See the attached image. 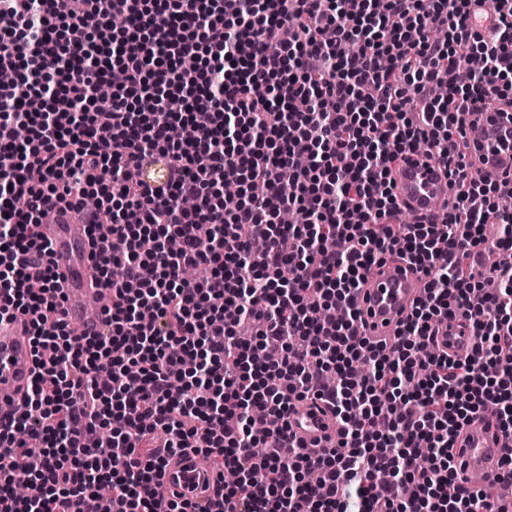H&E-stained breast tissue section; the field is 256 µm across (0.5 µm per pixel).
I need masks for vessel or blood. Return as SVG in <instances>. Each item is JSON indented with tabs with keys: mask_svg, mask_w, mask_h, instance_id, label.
Listing matches in <instances>:
<instances>
[{
	"mask_svg": "<svg viewBox=\"0 0 512 512\" xmlns=\"http://www.w3.org/2000/svg\"><path fill=\"white\" fill-rule=\"evenodd\" d=\"M466 136L474 169L512 187V110L484 107L473 112ZM395 193L403 208L437 223L446 212L448 177L423 154H410L396 175ZM41 232L64 288L61 309L65 321L78 334L99 335L105 329L103 318L88 313V301L98 287L93 278V245L87 224L76 210L57 206ZM423 291L420 277L403 262L389 259L373 266L357 293L367 334L381 339L393 336ZM437 339L440 346L455 352L469 350L473 342L469 327L458 317L439 323ZM33 370L27 318H0V397L21 398ZM288 422L290 436L314 452L336 446L341 435L339 421L318 400L297 403ZM510 448L512 435L503 434L496 424L477 423L465 428L455 444L460 479L476 475L485 484H496L497 463ZM214 481L209 461L193 453L171 458L162 477L165 495L189 501L196 512H209L213 494L207 486Z\"/></svg>",
	"mask_w": 512,
	"mask_h": 512,
	"instance_id": "1",
	"label": "vessel or blood"
}]
</instances>
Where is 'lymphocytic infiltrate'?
<instances>
[{"instance_id":"1","label":"lymphocytic infiltrate","mask_w":512,"mask_h":512,"mask_svg":"<svg viewBox=\"0 0 512 512\" xmlns=\"http://www.w3.org/2000/svg\"><path fill=\"white\" fill-rule=\"evenodd\" d=\"M485 2L0 0V317H29L35 358L0 415V512H192L161 484L188 449L241 475L212 512H512L452 454L482 418L512 435V190L461 144L471 104L512 107V0L487 34ZM421 150L458 184L437 224L394 193ZM48 198L103 235L99 336L61 316ZM387 255L425 294L385 347L355 294ZM456 315L464 356L435 342ZM308 397L342 425L318 456L287 439Z\"/></svg>"}]
</instances>
